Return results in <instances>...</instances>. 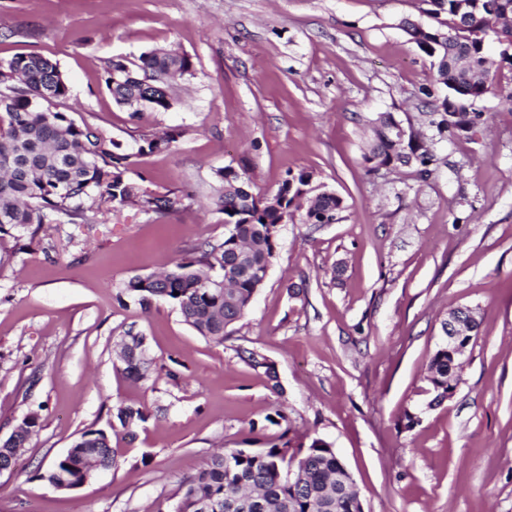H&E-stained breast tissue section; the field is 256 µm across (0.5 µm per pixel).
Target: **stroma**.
Wrapping results in <instances>:
<instances>
[{"instance_id":"35a3bbf8","label":"stroma","mask_w":512,"mask_h":512,"mask_svg":"<svg viewBox=\"0 0 512 512\" xmlns=\"http://www.w3.org/2000/svg\"><path fill=\"white\" fill-rule=\"evenodd\" d=\"M424 0H0V61H57L55 104L127 148L126 178L189 200L165 219L125 206L37 237L0 240V440L29 413L39 427L0 471V512H169L181 483L220 448L280 434L331 444L364 512H512V70L475 102L486 125L437 139L431 60L402 29ZM156 48L189 56L166 112L118 106L111 60ZM388 112L428 138L434 162L371 168L369 122ZM178 127L163 152L143 138ZM274 194L312 172L343 201L336 223L281 225L269 274L223 343L174 306L123 307L137 275L223 239L209 197L224 167ZM476 310L453 396L429 406L428 367L450 308ZM146 336L153 373L118 351ZM266 358L252 366L247 352ZM143 421L129 428L118 408ZM417 422L406 428V414ZM104 431L118 467L57 491L43 473L83 431Z\"/></svg>"}]
</instances>
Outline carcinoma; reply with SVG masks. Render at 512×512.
Instances as JSON below:
<instances>
[{
    "instance_id": "carcinoma-1",
    "label": "carcinoma",
    "mask_w": 512,
    "mask_h": 512,
    "mask_svg": "<svg viewBox=\"0 0 512 512\" xmlns=\"http://www.w3.org/2000/svg\"><path fill=\"white\" fill-rule=\"evenodd\" d=\"M434 20L425 26L426 34L415 40L431 58L432 77L447 88L438 108L443 118L438 132L448 129L466 132L486 123L484 113L472 112V103L495 88L485 44L493 37L512 46V0H471L470 12H457L458 0H428ZM447 18H441V15ZM192 67L189 57L176 50H155L140 57L130 67L121 60L109 62L105 84L114 101L127 107H149L157 112L172 108L174 88ZM3 85L11 95V105L0 108V239L13 229L50 224H69L87 212L132 204L160 220L175 211L178 200L171 193L143 190L124 179L129 155L121 144L100 131L74 124L63 112H38L30 107L33 96L47 105L69 94V87L57 63L36 53L20 54L0 62ZM374 143L366 162L380 165L392 162L388 135L393 116L377 118ZM183 135L172 128L159 136L143 139L139 151L161 152ZM428 149L418 141L408 142L404 164L428 172ZM219 186L211 205L224 214L228 230L224 239L201 243L183 253L162 273L137 275L125 285V294L142 308L155 298L171 302L182 321L201 336L224 342L226 329L247 314L251 297L264 284L278 244V231L284 217L281 199L288 202L313 190L311 172H288L277 192L266 197L253 192L246 174L231 166L217 171ZM306 224H334L343 201L317 196L307 199ZM248 258V270L228 279L222 288L214 279L238 255ZM122 348L126 370L137 379L146 377L151 359L146 356V337L127 332ZM460 365L448 358V345L442 343L429 362L428 392L445 396L458 384ZM31 431L18 436L13 445L0 446V470L9 469L11 458L23 450L38 427V416L31 415ZM285 427L279 441L265 448H233L213 454L194 476L185 480L170 512H200L198 502H210V512H230L231 499L254 500L252 512H356L359 502L353 480L340 479L341 464L327 442L314 438L309 445H298L289 453L292 440ZM294 463L293 480L285 477L286 462ZM117 466L107 435L86 430L66 454L51 461L43 478L54 486L64 478L73 486L83 484L99 469Z\"/></svg>"
}]
</instances>
